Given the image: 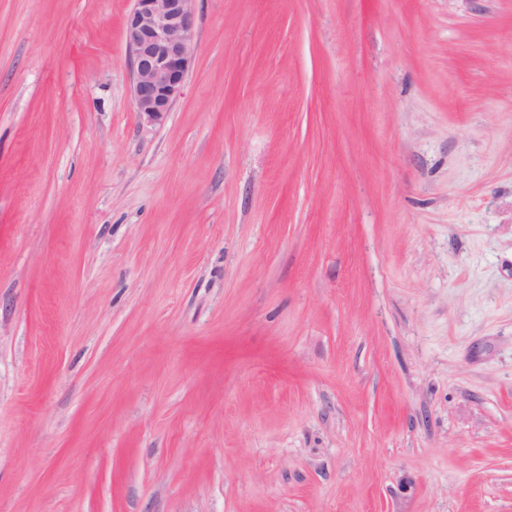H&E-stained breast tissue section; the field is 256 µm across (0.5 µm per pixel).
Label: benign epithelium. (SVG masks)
I'll use <instances>...</instances> for the list:
<instances>
[{"label":"benign epithelium","instance_id":"obj_1","mask_svg":"<svg viewBox=\"0 0 512 512\" xmlns=\"http://www.w3.org/2000/svg\"><path fill=\"white\" fill-rule=\"evenodd\" d=\"M196 0H134L124 20L132 95L144 122L162 123L181 94L195 56Z\"/></svg>","mask_w":512,"mask_h":512}]
</instances>
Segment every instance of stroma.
Here are the masks:
<instances>
[{
    "instance_id": "1",
    "label": "stroma",
    "mask_w": 512,
    "mask_h": 512,
    "mask_svg": "<svg viewBox=\"0 0 512 512\" xmlns=\"http://www.w3.org/2000/svg\"><path fill=\"white\" fill-rule=\"evenodd\" d=\"M0 0V512H512V0ZM124 20L132 95L147 124H161L181 94L195 56L196 0H134Z\"/></svg>"
}]
</instances>
